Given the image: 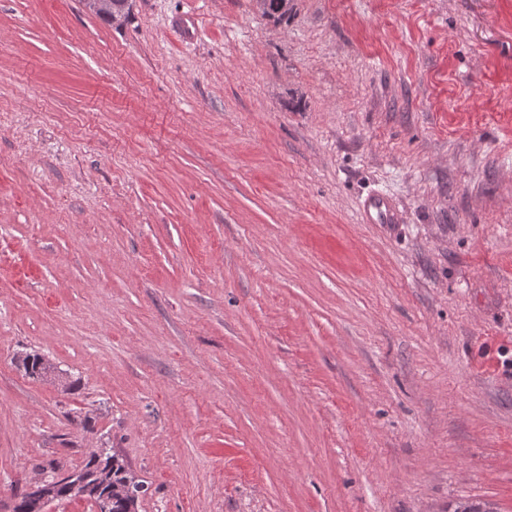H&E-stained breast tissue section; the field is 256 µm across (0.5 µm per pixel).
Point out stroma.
<instances>
[{
  "label": "stroma",
  "mask_w": 512,
  "mask_h": 512,
  "mask_svg": "<svg viewBox=\"0 0 512 512\" xmlns=\"http://www.w3.org/2000/svg\"><path fill=\"white\" fill-rule=\"evenodd\" d=\"M101 448L136 512H512V0H0V512ZM368 221L372 224H397L398 214L391 201L381 195L369 198L365 205Z\"/></svg>",
  "instance_id": "35a3bbf8"
}]
</instances>
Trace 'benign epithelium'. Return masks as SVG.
<instances>
[{
	"label": "benign epithelium",
	"mask_w": 512,
	"mask_h": 512,
	"mask_svg": "<svg viewBox=\"0 0 512 512\" xmlns=\"http://www.w3.org/2000/svg\"><path fill=\"white\" fill-rule=\"evenodd\" d=\"M68 486L70 492L79 496L92 495L96 497L97 512H111L112 487L109 481L95 482L93 477L85 472L67 470L60 472L55 477V482H50L46 476L39 475L25 490L29 502V512H46L49 504L56 501L54 484Z\"/></svg>",
	"instance_id": "obj_1"
}]
</instances>
